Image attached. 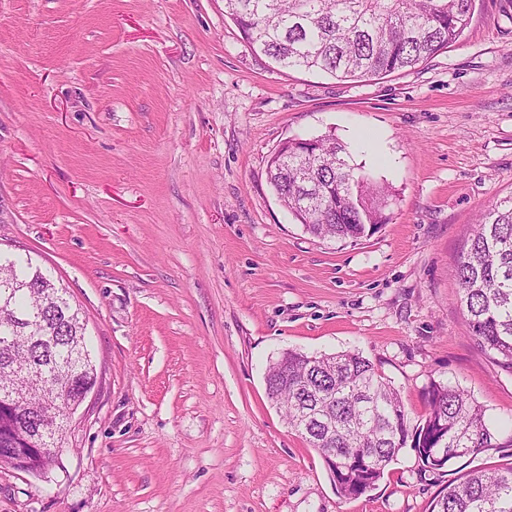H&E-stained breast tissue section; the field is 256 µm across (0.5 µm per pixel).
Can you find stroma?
I'll return each instance as SVG.
<instances>
[{"label": "stroma", "mask_w": 512, "mask_h": 512, "mask_svg": "<svg viewBox=\"0 0 512 512\" xmlns=\"http://www.w3.org/2000/svg\"><path fill=\"white\" fill-rule=\"evenodd\" d=\"M331 134L391 189L358 241L297 224L267 176ZM512 196V0L362 81L280 70L225 0H0V252L65 286L98 384L58 459L0 469V512H429L512 465V375L471 337L456 266ZM356 350L420 421L430 382L485 406L497 447L421 472L404 449L341 497L267 398L271 361Z\"/></svg>", "instance_id": "obj_1"}]
</instances>
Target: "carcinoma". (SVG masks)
I'll use <instances>...</instances> for the list:
<instances>
[{"label": "carcinoma", "instance_id": "cac0c4a2", "mask_svg": "<svg viewBox=\"0 0 512 512\" xmlns=\"http://www.w3.org/2000/svg\"><path fill=\"white\" fill-rule=\"evenodd\" d=\"M225 2L247 40L279 67L359 80L411 69L448 48L468 26L474 0ZM268 179L315 237L356 241L388 221V190L358 173L347 146L331 135L288 147ZM457 279L471 335L495 366L512 374V197L480 216ZM66 295L31 261L15 258L0 272V329L39 311L47 331L32 357L52 348L58 363L85 369L83 319ZM266 381L268 397L277 398L288 424L326 458L337 493L347 499L375 488L405 448L422 471L435 472L494 447L486 409L465 391L430 383L426 413L414 424L399 393L355 351L291 350L287 362L272 364ZM429 512H512V466L471 471L439 492Z\"/></svg>", "mask_w": 512, "mask_h": 512}]
</instances>
